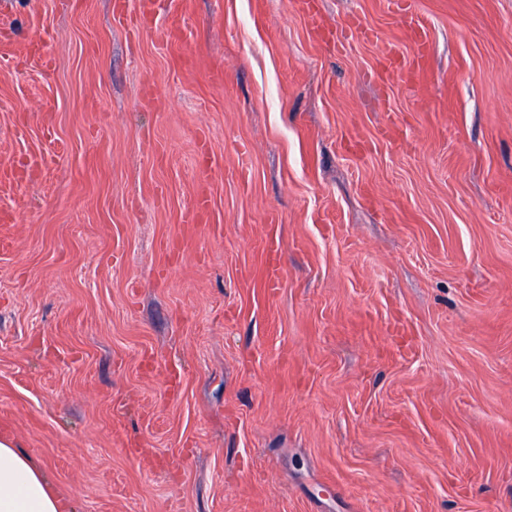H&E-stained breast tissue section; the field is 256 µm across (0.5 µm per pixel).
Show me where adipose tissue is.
<instances>
[{
    "mask_svg": "<svg viewBox=\"0 0 512 512\" xmlns=\"http://www.w3.org/2000/svg\"><path fill=\"white\" fill-rule=\"evenodd\" d=\"M0 512H76L44 466L13 443L0 441Z\"/></svg>",
    "mask_w": 512,
    "mask_h": 512,
    "instance_id": "ef3b65f1",
    "label": "adipose tissue"
}]
</instances>
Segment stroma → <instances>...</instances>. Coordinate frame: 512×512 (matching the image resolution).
<instances>
[{
  "label": "stroma",
  "mask_w": 512,
  "mask_h": 512,
  "mask_svg": "<svg viewBox=\"0 0 512 512\" xmlns=\"http://www.w3.org/2000/svg\"><path fill=\"white\" fill-rule=\"evenodd\" d=\"M127 2L0 0V440L77 512H512V0Z\"/></svg>",
  "instance_id": "35a3bbf8"
}]
</instances>
